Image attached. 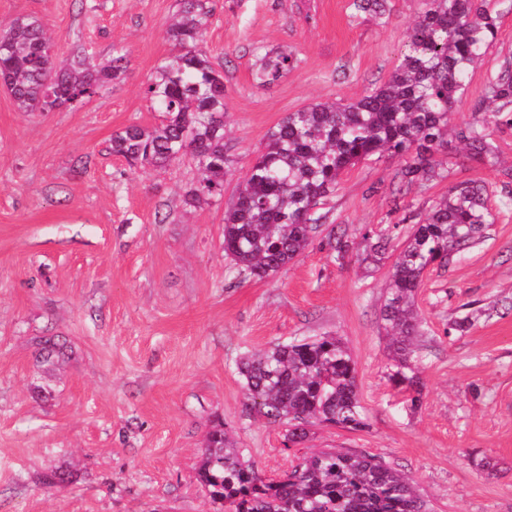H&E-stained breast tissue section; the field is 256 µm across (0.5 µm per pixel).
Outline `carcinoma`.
<instances>
[{"mask_svg":"<svg viewBox=\"0 0 512 512\" xmlns=\"http://www.w3.org/2000/svg\"><path fill=\"white\" fill-rule=\"evenodd\" d=\"M355 13L384 16L388 0H352ZM214 7L209 0H179L167 30L171 54L143 87L158 124H131L112 136V154L131 167L166 168L189 155L199 178L183 203L199 207L224 197V67L205 47ZM496 0H427L408 34L409 50L388 81L358 100L317 103L290 112L273 128L234 200L224 212V253L238 274L263 279L279 272L308 247L322 224L317 213L342 171L383 152L404 158L391 182L396 193L438 176L437 154H451L448 117L467 94L470 74L498 34ZM128 51L112 46L106 62L85 50L70 63H55L43 20L15 18L0 29V82L21 112L74 106L121 79ZM297 59L286 51L257 55L252 73L267 88L288 74ZM512 125V60H505L474 105L456 138L468 158L485 162L494 147L489 126ZM492 213L484 186L458 183L416 225L389 277L381 311L392 333L390 358L397 387L414 389L405 370L420 362V317L415 299L424 272L479 240ZM69 359L67 346L39 341L35 363L54 371ZM248 405L273 422L288 424V441L300 442L307 427L365 426L355 384V362L336 336H317L243 358L238 366ZM200 482L224 512H432L412 482L381 459L361 452L323 449L277 479H263L245 449L221 424L206 436Z\"/></svg>","mask_w":512,"mask_h":512,"instance_id":"1","label":"carcinoma"}]
</instances>
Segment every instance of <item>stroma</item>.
Here are the masks:
<instances>
[{
  "label": "stroma",
  "instance_id": "35a3bbf8",
  "mask_svg": "<svg viewBox=\"0 0 512 512\" xmlns=\"http://www.w3.org/2000/svg\"><path fill=\"white\" fill-rule=\"evenodd\" d=\"M206 45L224 66V196L183 203L191 158L130 169L113 134L153 112L142 87L171 52L177 0H0V27L44 19L58 61L77 46L108 57L125 47L121 82L53 112L18 111L0 87V512H217L197 469L205 436L223 422L262 477L275 479L318 449L381 458L415 482L434 512H512V127L488 131L497 157L442 159L441 178L392 198L400 156L346 169L321 205L328 216L305 252L264 279L238 276L222 246L224 212L268 131L310 104L352 102L385 82L408 50L426 0H389L385 17L350 0H214ZM495 42L470 75L452 124L467 121L491 77L512 59V0H498ZM292 51L296 67L257 87L256 53ZM460 182L484 185L493 224L448 266L429 267L416 296L423 320L422 403L395 388L382 329L389 273L433 204ZM349 248L337 256L329 235ZM386 238L380 261L367 239ZM471 326L449 332L454 319ZM330 333L356 363L366 428L288 427L246 405L242 355ZM44 336L72 359L34 365ZM50 388L38 401L33 388ZM69 470V483L42 474Z\"/></svg>",
  "mask_w": 512,
  "mask_h": 512
}]
</instances>
